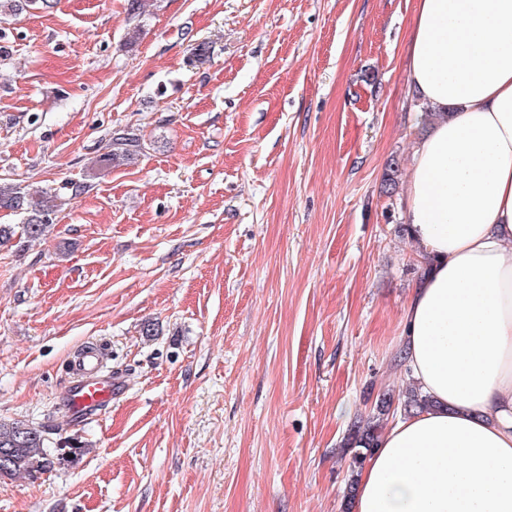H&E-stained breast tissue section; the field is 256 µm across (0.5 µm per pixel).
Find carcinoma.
Here are the masks:
<instances>
[{
    "label": "carcinoma",
    "instance_id": "cac0c4a2",
    "mask_svg": "<svg viewBox=\"0 0 512 512\" xmlns=\"http://www.w3.org/2000/svg\"><path fill=\"white\" fill-rule=\"evenodd\" d=\"M37 3L44 9H51L55 0H0V16L17 14ZM142 150L143 144L136 134L115 132L110 149L97 160L98 169L108 171L127 165L137 159ZM57 207L58 196L55 194L43 193L33 197L18 186L0 184V210L23 216V232L32 239H42L49 235L53 227L51 215ZM395 401L403 411L409 413L430 405L429 400L415 390L405 391L398 399L385 393L379 398L375 412L353 422L343 447L344 453L350 455L351 459L346 493L348 498L354 490L363 459L377 447L384 417L389 414ZM81 452L82 447L71 440L54 448L49 447L45 431L26 421L0 422V454L5 456V463L0 465V478L49 472L61 461L76 457Z\"/></svg>",
    "mask_w": 512,
    "mask_h": 512
}]
</instances>
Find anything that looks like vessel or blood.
<instances>
[{"mask_svg":"<svg viewBox=\"0 0 512 512\" xmlns=\"http://www.w3.org/2000/svg\"><path fill=\"white\" fill-rule=\"evenodd\" d=\"M75 379L64 391V403L76 418L88 417L105 410L118 391L111 376L105 375L97 351L85 350L72 364Z\"/></svg>","mask_w":512,"mask_h":512,"instance_id":"b4317fda","label":"vessel or blood"}]
</instances>
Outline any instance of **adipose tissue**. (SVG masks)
I'll use <instances>...</instances> for the list:
<instances>
[{"instance_id":"adipose-tissue-1","label":"adipose tissue","mask_w":512,"mask_h":512,"mask_svg":"<svg viewBox=\"0 0 512 512\" xmlns=\"http://www.w3.org/2000/svg\"><path fill=\"white\" fill-rule=\"evenodd\" d=\"M408 57L404 219L426 271L401 355L430 406L387 426L352 512H512V0H416Z\"/></svg>"}]
</instances>
